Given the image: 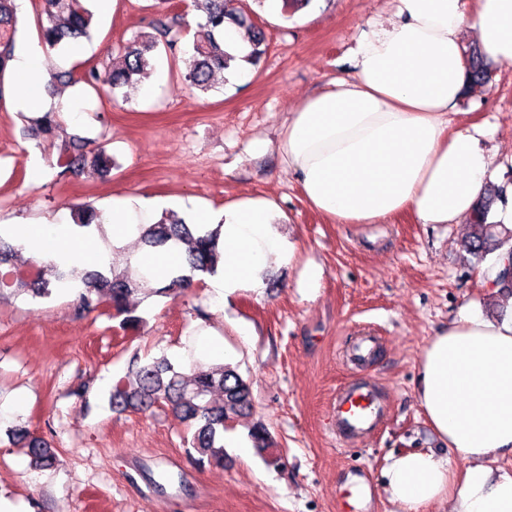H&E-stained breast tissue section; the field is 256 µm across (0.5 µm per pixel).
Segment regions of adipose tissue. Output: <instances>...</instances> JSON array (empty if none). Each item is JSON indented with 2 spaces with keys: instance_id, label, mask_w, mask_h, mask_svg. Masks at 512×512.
Segmentation results:
<instances>
[{
  "instance_id": "obj_1",
  "label": "adipose tissue",
  "mask_w": 512,
  "mask_h": 512,
  "mask_svg": "<svg viewBox=\"0 0 512 512\" xmlns=\"http://www.w3.org/2000/svg\"><path fill=\"white\" fill-rule=\"evenodd\" d=\"M394 13L364 31L354 70L307 96L290 113L278 141L288 171L307 203L336 224H376L410 213L420 224H458L484 195L495 166L481 140L483 125L451 128L448 116L463 96L461 34L476 29L484 51L512 65V0H393ZM11 70L22 88L16 110L47 112L67 98L41 92L43 50L29 43L14 54ZM276 204L249 198L221 214L195 208L197 223L220 227L224 263L210 281L225 296L261 292L263 275L291 263L295 252L274 230ZM154 200L131 193L112 202L104 223L112 244L63 217L19 222L6 236L36 258L69 265L108 262L112 250L155 223ZM133 264L169 282L185 270L181 244L136 254ZM416 398L441 442L466 463L456 473L434 451L392 454L382 471L391 500L424 512L440 500L451 512H512V478L492 480L490 462L512 454V312L489 320L462 305L435 330L418 368Z\"/></svg>"
}]
</instances>
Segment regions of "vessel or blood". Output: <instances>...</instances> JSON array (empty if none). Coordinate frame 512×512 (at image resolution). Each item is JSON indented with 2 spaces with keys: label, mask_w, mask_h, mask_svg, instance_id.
Returning a JSON list of instances; mask_svg holds the SVG:
<instances>
[{
  "label": "vessel or blood",
  "mask_w": 512,
  "mask_h": 512,
  "mask_svg": "<svg viewBox=\"0 0 512 512\" xmlns=\"http://www.w3.org/2000/svg\"><path fill=\"white\" fill-rule=\"evenodd\" d=\"M377 349L376 337H360L348 350V360L356 366L367 365ZM386 411L374 388L352 386L336 395V436L344 440L365 434L377 427Z\"/></svg>",
  "instance_id": "1"
}]
</instances>
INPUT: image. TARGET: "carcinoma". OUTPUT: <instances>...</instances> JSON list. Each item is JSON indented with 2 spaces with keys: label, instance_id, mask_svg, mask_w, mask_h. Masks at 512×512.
I'll return each mask as SVG.
<instances>
[{
  "label": "carcinoma",
  "instance_id": "1",
  "mask_svg": "<svg viewBox=\"0 0 512 512\" xmlns=\"http://www.w3.org/2000/svg\"><path fill=\"white\" fill-rule=\"evenodd\" d=\"M192 2L200 18L196 22L184 81L192 92L201 95L225 82L224 69L232 60L224 52L221 40L225 27L234 26L248 34L252 65L265 54L266 37L247 13L233 7V0ZM43 14L45 22L40 27V38L49 55L74 41L91 38L95 30L89 0H43ZM190 29L186 15L164 14L155 21L152 32L136 35L120 48L112 66L101 70L96 64L85 65L80 81L93 88L109 87L114 99L119 95L126 98L127 89L149 77L151 60L162 51L176 53L182 34ZM17 30L16 0H0V75L14 57ZM464 58L466 90L487 84L490 72L481 48H468ZM62 124L61 113L45 112L30 121L28 127V135L42 139L40 145L47 154H56L55 159L48 160L49 166L58 168L61 176L81 174L88 169L100 175L109 174L112 157L104 147L87 151L78 137L67 143H56L55 132ZM498 201L507 203L506 190L502 187L489 190L477 203L469 216V232L462 249L478 264L490 254L504 259L495 285L500 287L501 294L512 297V226L493 220L492 207ZM100 216L101 212L90 206H79L74 211L75 224L84 228L100 227ZM219 238L220 228L204 232L200 225L189 224L174 214L143 227L139 242L148 249L162 248L171 241L188 245L186 272L165 285L132 271L128 258L119 250L113 252L108 264L87 271L54 262L22 261L19 251L0 238V292L8 290L49 299L79 281L83 285L78 296L81 309L98 311L117 320L120 330L138 335L146 325L145 319L137 314L139 302L153 296L168 297L185 285L202 284L206 277L216 274L223 261ZM107 402L117 412L129 409L146 412L157 405H167L191 431L188 445L199 466L224 463L226 424L249 416L252 409L250 385L232 365L198 367L187 372L164 356L130 361L128 373L112 385ZM9 436L28 449L34 466L44 468L55 463L56 449L49 441L30 435L23 427L12 430Z\"/></svg>",
  "mask_w": 512,
  "mask_h": 512
}]
</instances>
